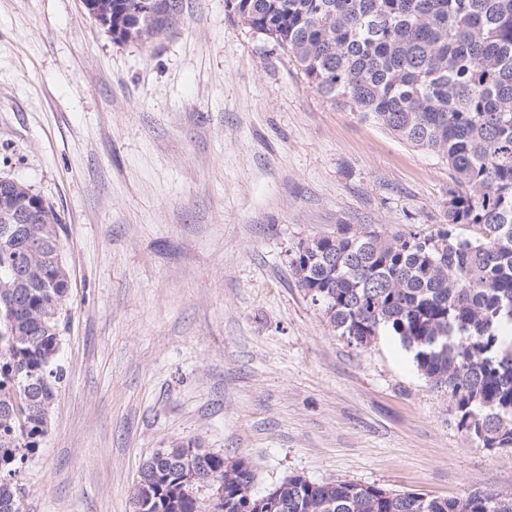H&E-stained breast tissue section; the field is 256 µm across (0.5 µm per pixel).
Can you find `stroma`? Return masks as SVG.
Listing matches in <instances>:
<instances>
[{"label": "stroma", "instance_id": "obj_1", "mask_svg": "<svg viewBox=\"0 0 512 512\" xmlns=\"http://www.w3.org/2000/svg\"><path fill=\"white\" fill-rule=\"evenodd\" d=\"M119 42L83 0H0V176L52 204L71 288L64 381L21 512H133L194 441L265 494L292 475L433 497L512 492L400 342L349 344L291 272L340 224L431 232L451 171L318 94L288 53L183 0Z\"/></svg>", "mask_w": 512, "mask_h": 512}]
</instances>
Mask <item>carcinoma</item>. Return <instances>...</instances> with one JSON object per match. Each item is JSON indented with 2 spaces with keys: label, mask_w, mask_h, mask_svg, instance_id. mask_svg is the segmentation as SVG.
Here are the masks:
<instances>
[{
  "label": "carcinoma",
  "mask_w": 512,
  "mask_h": 512,
  "mask_svg": "<svg viewBox=\"0 0 512 512\" xmlns=\"http://www.w3.org/2000/svg\"><path fill=\"white\" fill-rule=\"evenodd\" d=\"M94 0L124 42L165 34L183 0ZM227 18L288 51L312 87L453 171L448 223L429 234L339 224L299 245L291 272L334 331L366 347L398 337L444 389L458 427L489 451L512 449V0H225ZM461 225L478 228L473 236ZM49 202L22 241L0 235V512H20L18 475L48 434L69 271ZM458 336L446 342L448 334ZM224 484V505L191 472ZM242 459L194 442L143 464L133 512H512V494L458 498L288 477L264 495Z\"/></svg>",
  "instance_id": "carcinoma-1"
}]
</instances>
